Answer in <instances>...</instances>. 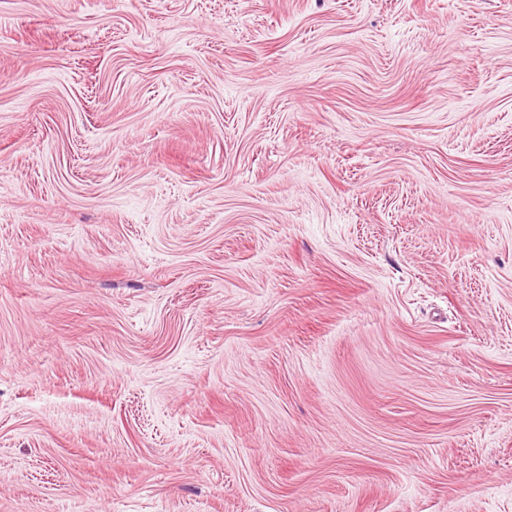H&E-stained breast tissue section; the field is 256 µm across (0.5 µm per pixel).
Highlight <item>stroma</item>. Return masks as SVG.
I'll return each mask as SVG.
<instances>
[{
  "instance_id": "stroma-1",
  "label": "stroma",
  "mask_w": 512,
  "mask_h": 512,
  "mask_svg": "<svg viewBox=\"0 0 512 512\" xmlns=\"http://www.w3.org/2000/svg\"><path fill=\"white\" fill-rule=\"evenodd\" d=\"M0 512H512V0H0Z\"/></svg>"
}]
</instances>
